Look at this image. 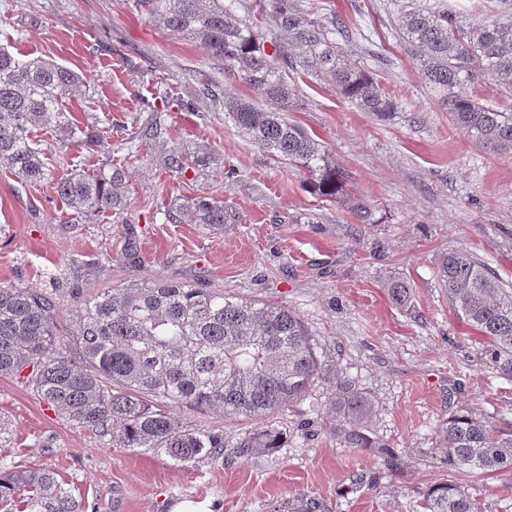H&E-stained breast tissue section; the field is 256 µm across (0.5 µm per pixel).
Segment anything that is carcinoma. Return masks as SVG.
<instances>
[{"mask_svg":"<svg viewBox=\"0 0 512 512\" xmlns=\"http://www.w3.org/2000/svg\"><path fill=\"white\" fill-rule=\"evenodd\" d=\"M136 8L167 30L200 44L224 67L201 73L190 109L206 98L227 112L253 146L306 176L316 195L348 206L359 223L371 224L372 210L349 191L348 171L285 112L294 93L290 73L301 67L330 81L361 110L380 117L395 103L366 72L341 59L336 16L317 20L294 0H258L251 10L241 0H135ZM395 31L406 54L420 61L422 75L437 93L453 125L473 144L512 150V112L468 95L462 86L479 76L512 92V19L465 24L449 9L401 0ZM239 75L254 97L224 94L222 75ZM80 76L51 59H22L0 46V166L29 183L51 176L32 130L44 129L62 146L89 151L104 143L100 121L81 122L62 103L82 94ZM134 136L114 150L132 157L144 145L163 154L165 168L182 175L218 164L213 154L192 156L164 139L162 109L148 105L130 116ZM62 203L78 217L110 213L132 223L125 171L117 166L89 175L73 169L55 182ZM188 218L218 234L236 223L224 200L210 195L184 199L164 211L168 223ZM439 278L461 316L486 339L485 357L502 376L512 377V288L491 275L476 256L443 254ZM390 301L412 303L407 282L393 274L384 282ZM59 288L0 287V376L21 380L39 402L67 422L91 431L106 448H146L181 463L224 461V435L195 426L177 409L218 410L226 416L264 419L305 396L316 383L330 390L334 432L344 448L381 447L367 423L374 412L369 393L319 359L314 338L288 308L236 299L222 288L158 280L140 287L85 288L73 296L74 328L59 341ZM448 469L487 475L512 467V438L481 418L453 413L439 429ZM283 434L266 425L233 446L235 454L282 447ZM4 512H85L50 469L0 471ZM424 512H477L474 499L452 480L430 485Z\"/></svg>","mask_w":512,"mask_h":512,"instance_id":"1","label":"carcinoma"}]
</instances>
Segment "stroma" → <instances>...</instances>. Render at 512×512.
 <instances>
[{"label":"stroma","mask_w":512,"mask_h":512,"mask_svg":"<svg viewBox=\"0 0 512 512\" xmlns=\"http://www.w3.org/2000/svg\"><path fill=\"white\" fill-rule=\"evenodd\" d=\"M295 2L312 16L342 20L349 35L337 44L345 60L368 71L397 105L383 119L332 83L294 76L289 121L348 169L349 189L370 204L374 223H358L345 205L311 194L302 174L254 147L223 113L203 102L194 111L171 103L167 138L223 157V168L176 175L145 146L128 159L107 146L65 148L34 130L53 173L72 164L89 173L105 163L124 166L135 220L72 219L52 181L29 184L0 168V287L46 288L47 271L62 266L89 287L198 282L286 306L315 337L319 358L373 397L370 434L400 451V470L382 473L379 456L338 444L322 384L271 416L283 447L179 464L152 450L102 447L5 377L0 416L11 444L0 447V465L52 469L86 512H174L184 502L209 512H286L300 496L319 512H423L427 487L448 477L467 488L477 512H512V468L482 478L452 473L437 446L438 427L460 410L512 431V378L486 361L483 337L454 310L436 275L444 253L463 250L512 286V153L476 146L453 126L418 60L394 36L395 0ZM421 2L470 23L512 14L501 0ZM0 45L76 71L85 93L65 97L66 107L78 120L109 124L116 140L144 103L160 102L168 88L189 96L198 74L214 70L198 42L152 22L133 0H0ZM227 167L234 178L225 177ZM199 194L223 197L238 222L220 234L165 222L170 203ZM391 273L410 285L411 310L388 299L383 281ZM185 415L223 430L229 446L260 425L210 411ZM48 435L58 445L50 457L34 444ZM362 471L379 473L378 483L353 487L352 474Z\"/></svg>","instance_id":"stroma-1"}]
</instances>
